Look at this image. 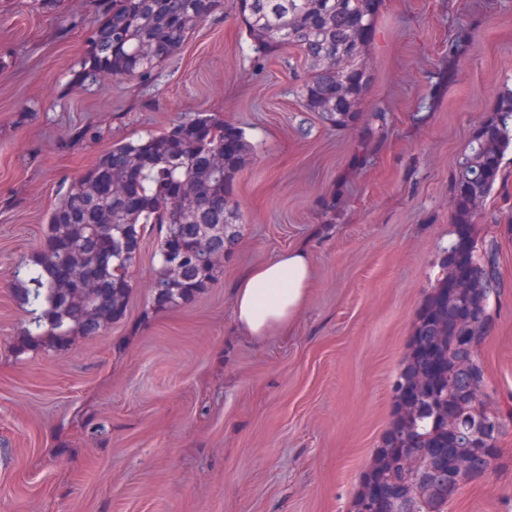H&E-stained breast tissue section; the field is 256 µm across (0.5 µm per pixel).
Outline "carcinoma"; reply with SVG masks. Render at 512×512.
<instances>
[{
	"instance_id": "obj_1",
	"label": "carcinoma",
	"mask_w": 512,
	"mask_h": 512,
	"mask_svg": "<svg viewBox=\"0 0 512 512\" xmlns=\"http://www.w3.org/2000/svg\"><path fill=\"white\" fill-rule=\"evenodd\" d=\"M380 3L237 0V14L255 53L267 57L289 46L300 51L309 67L298 90L302 107L349 128L364 122L360 103L371 85L367 51ZM221 7L222 0H98L102 23L74 82L82 87L151 77ZM510 149L512 89H506L454 168V239L442 250L441 274L417 313L392 386L388 428L350 512H389L388 490L430 466L431 483L407 512H448L461 488L446 475L451 454L474 457L473 480L496 465L495 444L469 435L475 403H485L487 392L471 388L472 371L484 361L470 348L462 313L475 310L484 334L494 319L491 303L503 288L500 240L512 236V224H496L493 234L479 237L474 219ZM252 152L242 128L208 112L145 139L113 144L59 192L41 246L14 271L31 314L19 350L56 349L121 320L130 272L148 234L157 239L153 305L186 304L218 282L224 264L215 257L240 238L233 186ZM486 421L503 436L512 428V413L495 409Z\"/></svg>"
}]
</instances>
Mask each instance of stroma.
Segmentation results:
<instances>
[{
  "mask_svg": "<svg viewBox=\"0 0 512 512\" xmlns=\"http://www.w3.org/2000/svg\"><path fill=\"white\" fill-rule=\"evenodd\" d=\"M95 0H0V512H349L388 426L416 313L453 239L451 172L512 88V0H382L361 104L386 125L303 111L293 48L257 57L235 0L147 79L73 84ZM198 112L253 145L240 240L212 288L152 304L145 237L125 316L56 350L18 351L12 272L64 182L113 143ZM512 222V151L475 218ZM313 288L288 335L241 336L232 289L293 247ZM480 351L489 407L512 401V238ZM495 470L448 512H512V431Z\"/></svg>",
  "mask_w": 512,
  "mask_h": 512,
  "instance_id": "stroma-1",
  "label": "stroma"
}]
</instances>
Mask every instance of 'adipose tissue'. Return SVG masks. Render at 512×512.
Instances as JSON below:
<instances>
[{"label":"adipose tissue","mask_w":512,"mask_h":512,"mask_svg":"<svg viewBox=\"0 0 512 512\" xmlns=\"http://www.w3.org/2000/svg\"><path fill=\"white\" fill-rule=\"evenodd\" d=\"M311 287V261L305 249H292L253 265L232 292L238 330L256 339L289 331L305 307Z\"/></svg>","instance_id":"1"}]
</instances>
